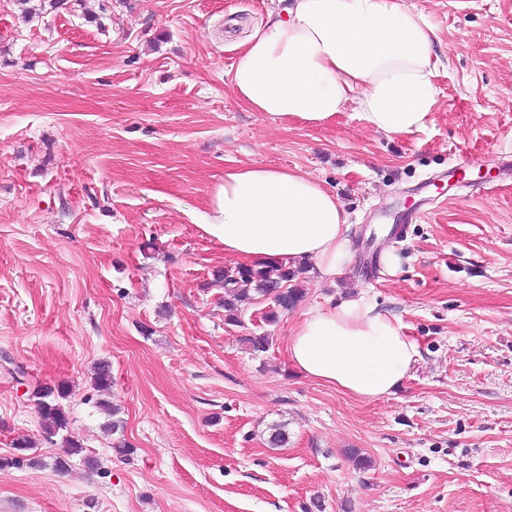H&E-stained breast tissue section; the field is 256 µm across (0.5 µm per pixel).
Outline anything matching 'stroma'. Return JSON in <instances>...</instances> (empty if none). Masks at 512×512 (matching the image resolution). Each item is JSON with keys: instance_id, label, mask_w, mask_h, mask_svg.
Returning a JSON list of instances; mask_svg holds the SVG:
<instances>
[{"instance_id": "obj_1", "label": "stroma", "mask_w": 512, "mask_h": 512, "mask_svg": "<svg viewBox=\"0 0 512 512\" xmlns=\"http://www.w3.org/2000/svg\"><path fill=\"white\" fill-rule=\"evenodd\" d=\"M408 3L437 35L439 104L389 137L351 109L313 127L235 97L237 46L282 0H85L27 22L0 0V456L25 435L43 460L0 470V512H512V0ZM242 164L305 171L350 214L348 274L303 262L304 298L271 326L266 299L225 323L215 273L239 261L200 227ZM351 292L421 351L367 403L287 356L302 315ZM58 383L96 469L53 467L31 393Z\"/></svg>"}]
</instances>
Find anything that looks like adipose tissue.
Here are the masks:
<instances>
[{"label":"adipose tissue","mask_w":512,"mask_h":512,"mask_svg":"<svg viewBox=\"0 0 512 512\" xmlns=\"http://www.w3.org/2000/svg\"><path fill=\"white\" fill-rule=\"evenodd\" d=\"M241 43L232 86L251 111L324 126L347 108L377 133L423 131L439 103L434 29L406 0H290ZM202 227L252 264L313 261L334 282L351 262L349 215L300 169L242 165L210 190ZM420 357L403 326L362 295L309 310L288 337L304 376L369 402L394 395Z\"/></svg>","instance_id":"obj_1"}]
</instances>
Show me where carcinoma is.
<instances>
[{"mask_svg": "<svg viewBox=\"0 0 512 512\" xmlns=\"http://www.w3.org/2000/svg\"><path fill=\"white\" fill-rule=\"evenodd\" d=\"M61 0H16L21 17L28 19L40 12H52L59 8ZM302 273V268L284 265H245L230 268L218 275L224 282V313L229 324L241 322L242 314L256 303L257 297H265L272 302L262 320L267 325L276 323L281 314L293 310L302 300L300 289L294 280ZM94 387L107 391L112 387L111 365L106 361L97 364L93 374ZM70 396L66 384L41 386L34 390L36 401L47 441H59V452L53 465L59 472L71 467L75 456H83V463L92 466L94 461L84 455L85 448L79 439L70 432V420L63 401ZM16 453L10 457H0V470L17 467L23 463L38 466L41 459L35 455L32 441L25 435L12 442Z\"/></svg>", "mask_w": 512, "mask_h": 512, "instance_id": "cac0c4a2", "label": "carcinoma"}]
</instances>
